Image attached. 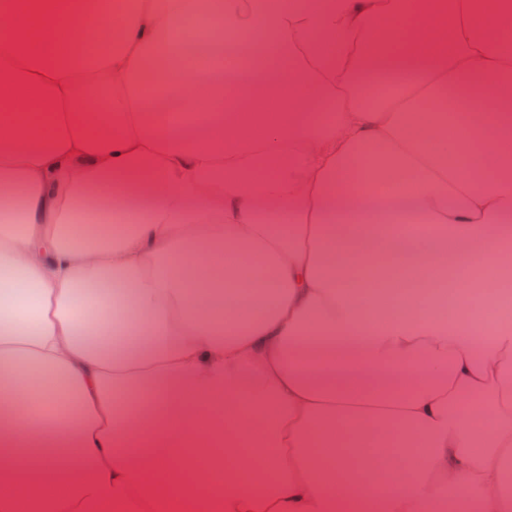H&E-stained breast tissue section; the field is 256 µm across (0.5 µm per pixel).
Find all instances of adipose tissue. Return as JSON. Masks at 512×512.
<instances>
[{
    "label": "adipose tissue",
    "mask_w": 512,
    "mask_h": 512,
    "mask_svg": "<svg viewBox=\"0 0 512 512\" xmlns=\"http://www.w3.org/2000/svg\"><path fill=\"white\" fill-rule=\"evenodd\" d=\"M511 18L512 0H0V512H512V329L487 343L421 308L449 269L465 288L512 267ZM165 58L170 99L146 85ZM384 79L401 107L368 105ZM173 108L188 121H158ZM344 260L405 271L355 297ZM233 283L247 299L205 305Z\"/></svg>",
    "instance_id": "ef3b65f1"
}]
</instances>
